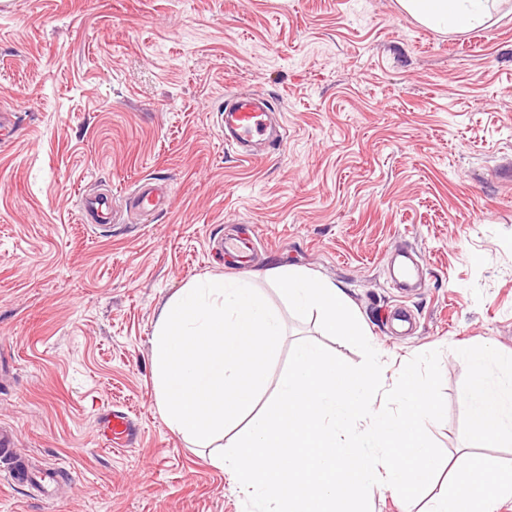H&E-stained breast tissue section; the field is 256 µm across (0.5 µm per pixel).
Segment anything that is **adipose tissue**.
Here are the masks:
<instances>
[{
  "mask_svg": "<svg viewBox=\"0 0 512 512\" xmlns=\"http://www.w3.org/2000/svg\"><path fill=\"white\" fill-rule=\"evenodd\" d=\"M400 8L422 25L448 32H464L485 24L503 0H397ZM459 357L471 369L466 398L474 446L501 439L512 440V358L488 351L462 349ZM501 369L498 383H490V367Z\"/></svg>",
  "mask_w": 512,
  "mask_h": 512,
  "instance_id": "ef3b65f1",
  "label": "adipose tissue"
}]
</instances>
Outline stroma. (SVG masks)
I'll return each mask as SVG.
<instances>
[{
	"label": "stroma",
	"mask_w": 512,
	"mask_h": 512,
	"mask_svg": "<svg viewBox=\"0 0 512 512\" xmlns=\"http://www.w3.org/2000/svg\"><path fill=\"white\" fill-rule=\"evenodd\" d=\"M265 95L286 135L241 160L224 144L227 93ZM0 425L17 460L60 466L54 496L11 486L0 512H245L216 448L166 426L151 350L162 305L188 282L236 277L211 239L257 230L253 272L297 268L345 290L387 374L440 350L447 461L472 453L470 378L457 348L512 357V0L448 34L397 0H0ZM164 181L167 211L96 229L82 193ZM424 260L403 293L386 260ZM284 321L267 384L294 346L361 352ZM416 322L402 335L389 317ZM138 434L104 448L97 417Z\"/></svg>",
	"instance_id": "obj_1"
}]
</instances>
